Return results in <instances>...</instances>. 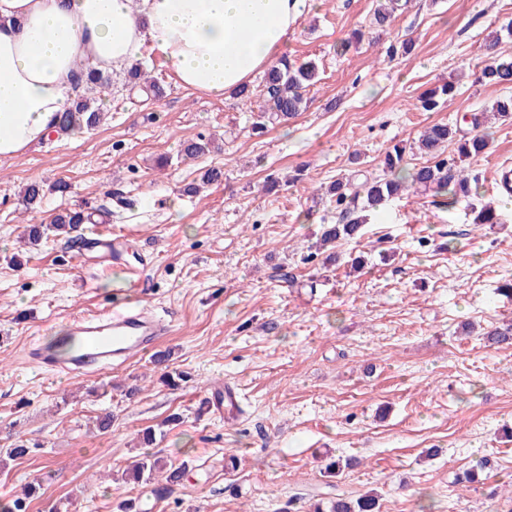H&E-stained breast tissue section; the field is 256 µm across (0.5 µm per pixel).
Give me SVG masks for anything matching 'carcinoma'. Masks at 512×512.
<instances>
[{"label":"carcinoma","mask_w":512,"mask_h":512,"mask_svg":"<svg viewBox=\"0 0 512 512\" xmlns=\"http://www.w3.org/2000/svg\"><path fill=\"white\" fill-rule=\"evenodd\" d=\"M402 7L401 0H380L374 12L373 25L380 29L389 27L395 13ZM498 33L492 32L485 39L484 54L481 57V81L488 85L507 89L512 86V57L496 51ZM318 78L316 65L311 61L298 62L284 55L278 64L266 74L263 84L265 108L258 115L259 124L291 118L302 111L303 90L314 84ZM131 88L153 91L156 83L151 80L141 66H135L129 73ZM111 85V79L99 71L88 72L82 88L76 92L65 112L59 116L58 131L67 134L76 128H93L100 120L99 108L94 99L86 96L98 88ZM457 92V85L448 81L424 91L418 98L424 112H437ZM487 117L483 113H473L467 122L468 129L451 128L446 123L428 126L418 137L419 148L429 155L430 160L408 166L404 159L406 148L398 145L386 152L384 166L389 172L386 178L365 179L341 178L328 187V194L341 207L345 219L323 230L320 246L325 247L338 240L355 239L363 224L367 223V213L383 209L386 203L410 192L432 191L448 198L453 205L464 199L479 195L478 182L463 166L467 159L487 153L490 135L485 126ZM452 140L457 141V153L444 154L443 148ZM45 198L43 185L31 182L25 188L22 202L25 209L41 206ZM90 215L82 210H63L48 224H30L26 227L29 244L36 246L49 235H69L89 222ZM486 340L496 345L512 344V326L494 328L486 332ZM33 449L19 440L11 448L0 449V467L7 468V462L29 456ZM181 467H172L164 458L145 452L142 456L121 471V480L127 484L153 485L156 498L168 496L173 487L182 479ZM378 499L373 494L356 499L338 495L326 502L317 503L313 512H378Z\"/></svg>","instance_id":"obj_1"}]
</instances>
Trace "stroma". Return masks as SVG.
<instances>
[{
  "label": "stroma",
  "instance_id": "stroma-1",
  "mask_svg": "<svg viewBox=\"0 0 512 512\" xmlns=\"http://www.w3.org/2000/svg\"><path fill=\"white\" fill-rule=\"evenodd\" d=\"M376 5L319 0L299 19L286 52L314 61L319 77L294 119L253 130L261 78L250 102L209 97L148 47L141 66L159 97L114 78L98 126L0 160V448L19 439L37 448L0 471V499L34 481L40 495L24 512H119L129 498L147 512H309L370 490L380 512H512V346L484 339L512 323V295L501 291L512 282V198L496 184L512 163V118L491 121L488 153L468 162L500 223L476 226L470 202L427 191L390 201L361 238L337 241V262L314 249L339 218L332 181L383 177L397 143L407 163L424 162L413 147L424 127L456 125L507 97L474 72L491 32L512 55V0H407L385 32L371 26ZM404 40L411 55H390ZM451 77V101L417 109L422 92ZM199 139L210 152L181 159L182 143ZM210 168L220 181L205 183ZM31 181L46 189L36 212L20 198ZM60 181L66 192H55ZM77 207L110 210L104 231L123 234L127 261L143 268L135 287L86 264L65 238L22 241L24 225ZM361 254L366 265L353 269ZM282 266L295 287L279 280ZM118 289L171 316L160 349L187 375L180 389L148 359L71 378L28 362L31 345L111 306ZM219 387L237 409L209 407ZM103 408L112 428L97 434ZM175 412L183 423L154 446L187 467L173 494L159 500L149 486L115 481L142 451L139 430ZM339 455L355 466L326 477ZM474 468L478 482L459 484Z\"/></svg>",
  "mask_w": 512,
  "mask_h": 512
}]
</instances>
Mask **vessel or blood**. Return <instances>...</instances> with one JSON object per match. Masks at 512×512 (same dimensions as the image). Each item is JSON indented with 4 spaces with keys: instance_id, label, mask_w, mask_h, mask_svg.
<instances>
[{
    "instance_id": "b4317fda",
    "label": "vessel or blood",
    "mask_w": 512,
    "mask_h": 512,
    "mask_svg": "<svg viewBox=\"0 0 512 512\" xmlns=\"http://www.w3.org/2000/svg\"><path fill=\"white\" fill-rule=\"evenodd\" d=\"M94 249H83L84 260L99 257L111 262L128 279L138 278V268L125 264L117 238L92 233ZM169 321L156 317L147 307L125 312H107L93 318H77L66 336L53 346H37L32 359L47 372L68 376L104 371L115 362L149 355L169 334Z\"/></svg>"
}]
</instances>
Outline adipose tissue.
<instances>
[{
  "mask_svg": "<svg viewBox=\"0 0 512 512\" xmlns=\"http://www.w3.org/2000/svg\"><path fill=\"white\" fill-rule=\"evenodd\" d=\"M314 0H0V159L39 144L94 68L146 45L182 85L222 97L282 56Z\"/></svg>",
  "mask_w": 512,
  "mask_h": 512,
  "instance_id": "1",
  "label": "adipose tissue"
}]
</instances>
